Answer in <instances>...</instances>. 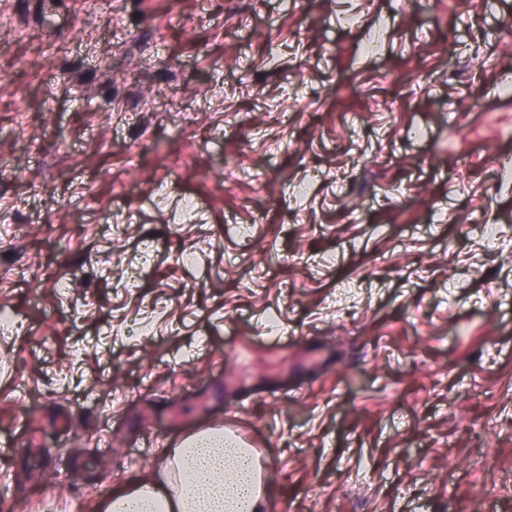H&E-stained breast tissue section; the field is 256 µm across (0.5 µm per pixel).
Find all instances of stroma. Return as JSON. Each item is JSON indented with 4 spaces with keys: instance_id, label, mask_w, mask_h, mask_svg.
Masks as SVG:
<instances>
[{
    "instance_id": "obj_1",
    "label": "stroma",
    "mask_w": 512,
    "mask_h": 512,
    "mask_svg": "<svg viewBox=\"0 0 512 512\" xmlns=\"http://www.w3.org/2000/svg\"><path fill=\"white\" fill-rule=\"evenodd\" d=\"M503 152L512 0H0V512L228 418L268 512H512Z\"/></svg>"
}]
</instances>
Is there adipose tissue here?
Segmentation results:
<instances>
[{
  "label": "adipose tissue",
  "instance_id": "ef3b65f1",
  "mask_svg": "<svg viewBox=\"0 0 512 512\" xmlns=\"http://www.w3.org/2000/svg\"><path fill=\"white\" fill-rule=\"evenodd\" d=\"M247 452L225 443L220 430L188 436L163 449L161 463L147 479L125 485L98 506V512H267L256 491Z\"/></svg>",
  "mask_w": 512,
  "mask_h": 512
}]
</instances>
